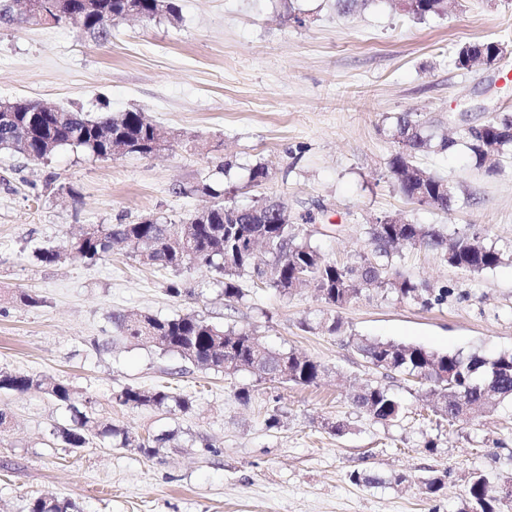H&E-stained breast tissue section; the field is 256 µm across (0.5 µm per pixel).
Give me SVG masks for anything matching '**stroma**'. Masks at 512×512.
<instances>
[{
	"label": "stroma",
	"mask_w": 512,
	"mask_h": 512,
	"mask_svg": "<svg viewBox=\"0 0 512 512\" xmlns=\"http://www.w3.org/2000/svg\"><path fill=\"white\" fill-rule=\"evenodd\" d=\"M178 4L179 21L121 22L103 43L63 24H0V101L25 97L91 117L143 112L170 141L154 155L112 160L68 147L39 162L0 151V370L61 380L81 395L70 410L38 390L0 391L9 415L0 428V512H23L35 497L70 499L80 512H462L473 477L512 485V401L444 420L421 385L383 374L348 342L512 352V261L473 276L435 251L406 247L398 270L447 288L445 302L427 308L373 293L336 310L311 288L283 296L248 282L229 303L204 266L175 273L128 254L52 265L36 257L85 225L188 216L206 204V184L243 205L284 202L311 244L340 263L369 251L365 227L385 215L472 224L512 247V157L498 174L462 147L421 157L456 188L461 205L448 214L407 201L388 167L400 113L420 114L430 134L512 113V0H450L446 14L421 21L396 0H369L351 14L336 0ZM485 40L504 45L499 67H458L459 48ZM260 162L270 177L256 186L249 173ZM23 292L40 305L21 303ZM128 311L253 329L326 373L302 386L204 370L120 338L112 316ZM329 316L342 322L333 336L319 325ZM367 383L402 401L397 421L355 408L350 396ZM127 386H168L191 404L118 405ZM77 410L169 440L152 457L94 434L69 448L60 432ZM339 422L348 426L341 435L331 430ZM357 471L389 482L353 481ZM398 474L404 483H393ZM430 476L443 479L438 493L425 490Z\"/></svg>",
	"instance_id": "stroma-1"
}]
</instances>
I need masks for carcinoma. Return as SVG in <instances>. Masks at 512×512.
<instances>
[{
	"label": "carcinoma",
	"mask_w": 512,
	"mask_h": 512,
	"mask_svg": "<svg viewBox=\"0 0 512 512\" xmlns=\"http://www.w3.org/2000/svg\"><path fill=\"white\" fill-rule=\"evenodd\" d=\"M156 0H143L147 19L179 16L177 0H166L156 8ZM448 0H398L404 14L423 20L445 11ZM40 11L54 24L66 23L96 42L106 41L109 26L124 20L123 0H39ZM504 52L498 41H478L463 45L457 65L463 68L482 58ZM40 126L24 136L17 127L28 122L30 113L12 112L0 118V151L5 150L29 161H42L63 147L84 151L100 160H112V147H128L127 154L150 155L160 130L142 112L107 113L88 118L83 113L57 107L41 113ZM397 150L388 167L399 191L408 200L448 213L457 205L453 184L442 176L422 169L417 159L424 153H446L462 145L476 165L492 157L512 153V113L498 112L475 133L461 128L455 138L424 134L420 115L405 112L397 117ZM201 192L213 199L206 220L178 221L168 218H144L128 224H107L90 229L57 248H41L37 257L50 265L61 261L72 250L82 258L95 261L114 253H128L145 266L178 271L194 264L213 269L224 284V300L242 298L240 279L248 278L256 288H272L286 296L302 287L315 289L327 304L342 308L362 293L381 290L402 301L424 306L441 304L448 289L435 290L428 285L394 271L398 247H425L441 254L451 267L481 274L509 259L507 250L486 241L474 227L447 232L432 224H398L390 219L368 225L366 234L370 252L340 264L325 258L304 236L299 225L289 222L285 206L272 200L254 201L262 208L255 215L244 206L224 199V193L204 186ZM116 331L133 343H148L164 353L176 354L196 366L227 376L253 372L270 381L310 386L317 383L325 368L317 361L290 350L273 351L253 330L218 327L193 314L161 318L150 314H112ZM354 347L368 361L387 373L408 377L421 375L426 380V395L435 415L450 422L484 411L489 400L512 399V352L494 358L473 353L437 352L422 346L358 337ZM40 388L55 401L68 407L77 393L67 383L52 379H33L24 374L0 372V389L25 392ZM115 401L130 407H188L167 386L152 391L127 386L115 395ZM353 405L376 421L388 424L403 414V406L386 386L368 384L352 396ZM116 439L118 448H138L150 456L169 439L168 435L140 439L85 414L62 430V438L71 448L88 443V432ZM501 499L487 489L480 476L472 480L463 512H499ZM26 512H79L69 500L37 497L29 500Z\"/></svg>",
	"instance_id": "1"
}]
</instances>
